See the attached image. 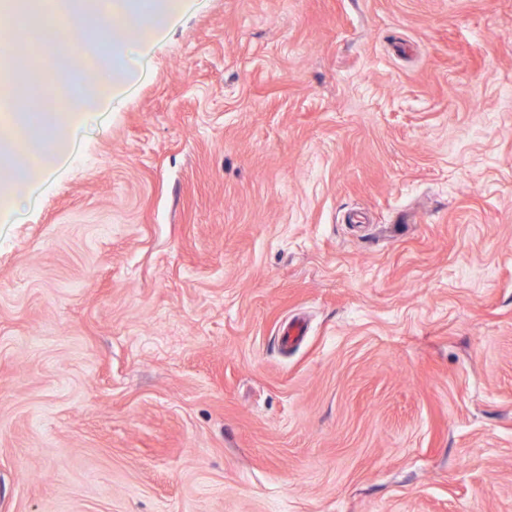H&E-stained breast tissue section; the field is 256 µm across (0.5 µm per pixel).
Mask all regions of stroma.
I'll return each mask as SVG.
<instances>
[{
	"mask_svg": "<svg viewBox=\"0 0 512 512\" xmlns=\"http://www.w3.org/2000/svg\"><path fill=\"white\" fill-rule=\"evenodd\" d=\"M509 86L512 0H200L0 224V512H512Z\"/></svg>",
	"mask_w": 512,
	"mask_h": 512,
	"instance_id": "obj_1",
	"label": "stroma"
}]
</instances>
